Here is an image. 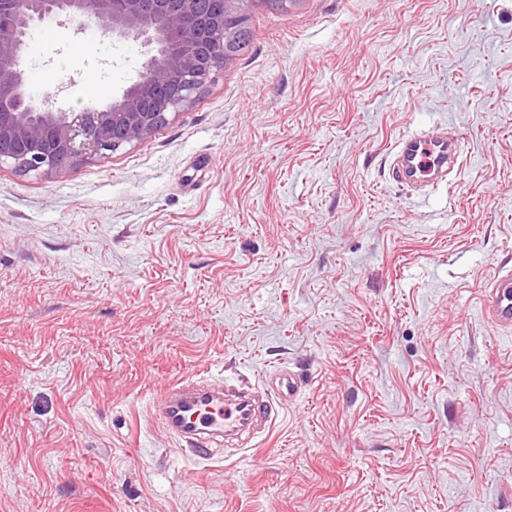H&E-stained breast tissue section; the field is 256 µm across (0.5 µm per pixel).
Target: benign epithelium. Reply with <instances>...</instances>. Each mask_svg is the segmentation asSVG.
Here are the masks:
<instances>
[{"instance_id":"obj_1","label":"benign epithelium","mask_w":512,"mask_h":512,"mask_svg":"<svg viewBox=\"0 0 512 512\" xmlns=\"http://www.w3.org/2000/svg\"><path fill=\"white\" fill-rule=\"evenodd\" d=\"M207 0H0V168L52 178L138 143L170 123L223 67L224 7ZM61 15L135 39L144 53L130 84L103 109L36 104L26 95L24 50L32 29Z\"/></svg>"}]
</instances>
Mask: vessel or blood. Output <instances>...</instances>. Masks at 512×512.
Segmentation results:
<instances>
[{"mask_svg":"<svg viewBox=\"0 0 512 512\" xmlns=\"http://www.w3.org/2000/svg\"><path fill=\"white\" fill-rule=\"evenodd\" d=\"M460 155L458 141L449 139L447 131L435 125L399 141L391 155V176L397 184L419 192L446 181L449 170L458 166ZM481 309L492 324L512 328V270L498 275L486 287ZM297 391L296 379L285 372L276 377L269 396L227 383L214 387L182 380L157 396L154 411L182 453L208 461L216 455L215 441L271 427L273 402L291 400Z\"/></svg>","mask_w":512,"mask_h":512,"instance_id":"vessel-or-blood-1","label":"vessel or blood"}]
</instances>
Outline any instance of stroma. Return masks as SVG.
Here are the masks:
<instances>
[{"label":"stroma","mask_w":512,"mask_h":512,"mask_svg":"<svg viewBox=\"0 0 512 512\" xmlns=\"http://www.w3.org/2000/svg\"><path fill=\"white\" fill-rule=\"evenodd\" d=\"M251 39L181 113L50 179L0 169V512H512V0L245 5ZM139 42L27 41L74 109ZM442 124L449 183L388 161ZM299 395L255 447L183 456L186 377ZM481 309L488 321L512 328V270L498 275L484 290Z\"/></svg>","instance_id":"obj_1"}]
</instances>
